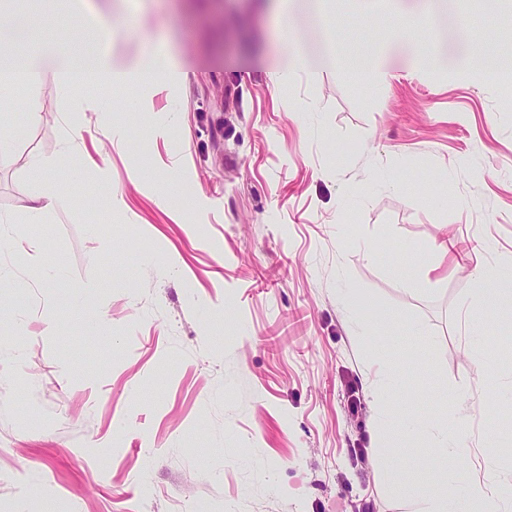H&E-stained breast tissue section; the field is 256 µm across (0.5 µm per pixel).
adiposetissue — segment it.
<instances>
[{"label":"adipose tissue","instance_id":"ef3b65f1","mask_svg":"<svg viewBox=\"0 0 512 512\" xmlns=\"http://www.w3.org/2000/svg\"><path fill=\"white\" fill-rule=\"evenodd\" d=\"M43 14L34 15L10 11L0 0V83H22L30 89L46 84L66 86L74 101H81L82 90L91 81L107 84L125 83L130 76L140 82L171 75L169 61L151 57L120 69L112 60L108 46L109 33L98 19H91L86 26L88 39L99 45L96 54L81 57L72 46L56 42L35 46L30 42L33 28L57 22L63 11H84L88 0H44ZM477 287L469 298V305L512 307V265H477ZM450 403L457 407L455 423H433L427 420L402 418L390 413L385 425L391 432L405 438L425 439L429 450L419 458H404L402 449H394L401 465L391 467L386 473L390 490L397 491L410 485L424 492L423 512H456V497L449 489L459 460L466 452V422L471 411L465 397L450 396ZM467 512H512V471L500 476L491 484L465 488Z\"/></svg>","mask_w":512,"mask_h":512}]
</instances>
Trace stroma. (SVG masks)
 Returning a JSON list of instances; mask_svg holds the SVG:
<instances>
[{"instance_id":"35a3bbf8","label":"stroma","mask_w":512,"mask_h":512,"mask_svg":"<svg viewBox=\"0 0 512 512\" xmlns=\"http://www.w3.org/2000/svg\"><path fill=\"white\" fill-rule=\"evenodd\" d=\"M308 4L94 0L116 63L157 52L185 79L91 82L79 105L46 85L38 122L26 88L0 87V512L44 495L59 512H421L416 489H386L373 430L452 417L453 391L476 402L456 485L512 469V446H486L512 437V309L463 306L471 242L512 262V82L484 69L512 64V0H375L367 19L326 0L324 32ZM289 47L306 69L274 86ZM361 55L367 84L347 70ZM65 150L82 179L30 171ZM144 167L177 182L167 204Z\"/></svg>"}]
</instances>
